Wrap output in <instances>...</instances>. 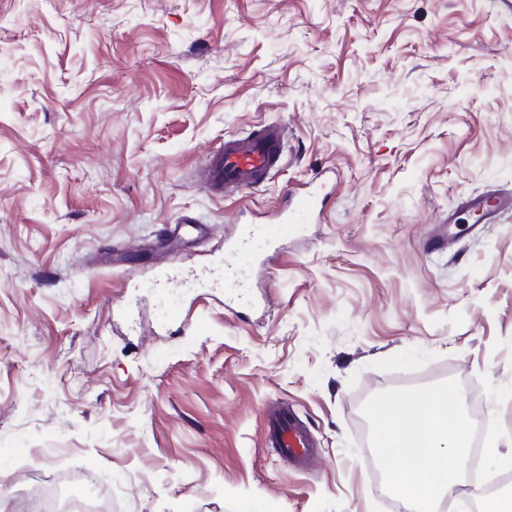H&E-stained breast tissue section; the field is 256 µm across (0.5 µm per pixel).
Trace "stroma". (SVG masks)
<instances>
[{
	"mask_svg": "<svg viewBox=\"0 0 512 512\" xmlns=\"http://www.w3.org/2000/svg\"><path fill=\"white\" fill-rule=\"evenodd\" d=\"M287 128L246 197L194 171ZM319 223L250 266L249 300L194 284L291 186ZM512 11L496 0H0V512L35 474L88 473L112 512H391L373 394L460 382L512 438ZM178 243L180 319L153 281ZM308 424L306 471L263 408ZM500 445V452L508 447ZM460 208L468 212L474 219V224H486L506 209H512V195L496 193L494 196H477L461 202Z\"/></svg>",
	"mask_w": 512,
	"mask_h": 512,
	"instance_id": "stroma-1",
	"label": "stroma"
}]
</instances>
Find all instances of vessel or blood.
Segmentation results:
<instances>
[{
	"mask_svg": "<svg viewBox=\"0 0 512 512\" xmlns=\"http://www.w3.org/2000/svg\"><path fill=\"white\" fill-rule=\"evenodd\" d=\"M285 136L280 125L265 123L252 135L241 138L230 136L203 164V183L214 196H243L265 183L280 165ZM287 206L272 220L252 228L236 244L239 254H248L254 241L265 238L276 242L294 225L309 223L322 211L318 187L299 191L288 189ZM475 223L486 224L506 209H512V195L499 193L477 196L461 202ZM268 441L277 456L288 458L295 467H307L314 459L316 442L307 423L291 409H269L265 412Z\"/></svg>",
	"mask_w": 512,
	"mask_h": 512,
	"instance_id": "vessel-or-blood-1",
	"label": "vessel or blood"
}]
</instances>
